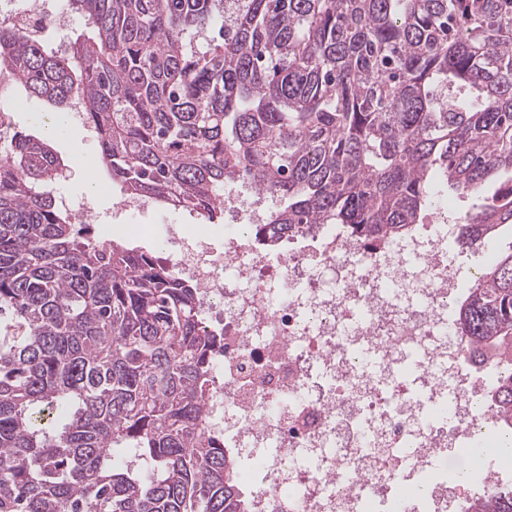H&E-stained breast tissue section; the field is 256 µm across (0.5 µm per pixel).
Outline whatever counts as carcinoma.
I'll return each mask as SVG.
<instances>
[{
    "label": "carcinoma",
    "mask_w": 512,
    "mask_h": 512,
    "mask_svg": "<svg viewBox=\"0 0 512 512\" xmlns=\"http://www.w3.org/2000/svg\"><path fill=\"white\" fill-rule=\"evenodd\" d=\"M90 34L66 56L0 27L31 96L84 102L123 197L224 220L237 181L283 205L250 236L313 224L401 237L435 176L478 195L512 174V0H67ZM224 14L220 44L189 48ZM63 162L12 134L0 159V512H249L239 458L203 418L222 330L170 261L89 235L47 190ZM463 246L512 225V177L455 218ZM512 437V251L453 322ZM60 404L68 418L52 417ZM459 512H512L477 479Z\"/></svg>",
    "instance_id": "obj_1"
}]
</instances>
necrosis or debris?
I'll use <instances>...</instances> for the list:
<instances>
[{
	"instance_id": "necrosis-or-debris-1",
	"label": "necrosis or debris",
	"mask_w": 512,
	"mask_h": 512,
	"mask_svg": "<svg viewBox=\"0 0 512 512\" xmlns=\"http://www.w3.org/2000/svg\"><path fill=\"white\" fill-rule=\"evenodd\" d=\"M4 18L67 25L60 0H8ZM264 200L226 188L225 223H260ZM305 240L274 256L231 229L223 255L202 239L171 254L224 329L205 418L225 447L260 451L250 512H367L480 432L484 384L448 326L459 272L443 224L372 244L318 224ZM446 409L450 428L433 418Z\"/></svg>"
}]
</instances>
